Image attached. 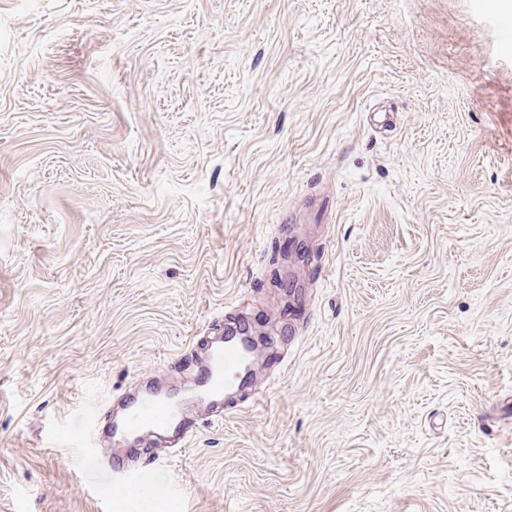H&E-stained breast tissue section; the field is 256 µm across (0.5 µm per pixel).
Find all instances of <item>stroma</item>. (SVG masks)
<instances>
[{
	"label": "stroma",
	"mask_w": 512,
	"mask_h": 512,
	"mask_svg": "<svg viewBox=\"0 0 512 512\" xmlns=\"http://www.w3.org/2000/svg\"><path fill=\"white\" fill-rule=\"evenodd\" d=\"M255 310L259 405L135 483L82 456ZM99 487L512 512V0H0V512Z\"/></svg>",
	"instance_id": "35a3bbf8"
}]
</instances>
